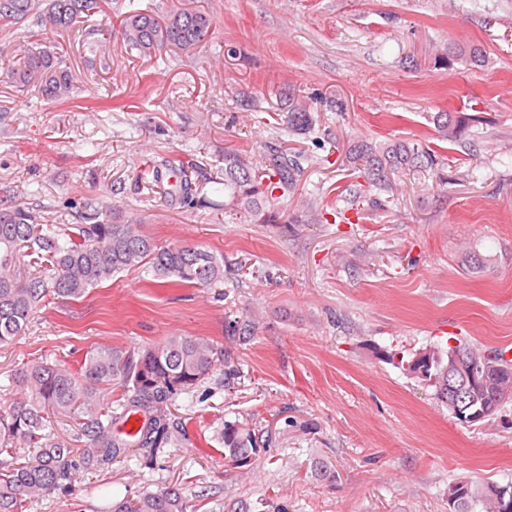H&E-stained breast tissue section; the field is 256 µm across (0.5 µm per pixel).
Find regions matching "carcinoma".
<instances>
[{
  "label": "carcinoma",
  "mask_w": 512,
  "mask_h": 512,
  "mask_svg": "<svg viewBox=\"0 0 512 512\" xmlns=\"http://www.w3.org/2000/svg\"><path fill=\"white\" fill-rule=\"evenodd\" d=\"M47 7H42V4ZM122 20L123 38L129 49L150 57L169 46L189 48L207 42L211 20L201 12L176 11L158 19L146 9L129 3ZM112 9V0H0V31L38 12L45 23L70 31L96 14ZM5 75L22 91H34L50 103L72 97L73 77L62 56L31 34L15 50ZM437 126L443 138H459L464 127L449 112H439ZM314 115L304 108L288 113V131L305 136L315 129ZM354 159L375 184L390 181L389 175L405 169L431 167L435 156L410 142L362 140ZM296 161L286 152L269 158L268 183L258 181L240 161L224 155V193L252 203L261 196L273 197L296 188ZM85 224L53 228L16 206L0 209V347L11 344L28 327L48 292L79 299L88 290L112 280L116 274L143 267L157 279L173 278L181 285L210 286L224 281L226 262L199 246L162 247L138 224H112L102 211L84 205ZM57 271L47 283L40 275L46 268ZM449 345L431 348L440 358L423 377L434 387L435 397L448 405V365L442 355ZM456 349L472 361L489 362L487 371L498 380L512 381V361L497 348L466 344ZM232 362L229 349H220L203 336H173L142 351L131 352L110 345L88 350L75 369L48 360H34L15 374L21 395L0 409V512H28L30 503L66 487L87 467H105L131 448L154 460L176 444L183 430L171 419L173 398L187 392ZM117 387L120 397L103 403V393ZM474 408L490 417L505 400L476 391L470 395ZM84 414L77 436L80 448H68L53 429L49 414ZM131 413L143 417L135 442L114 433ZM224 459L236 468L251 466L262 452L259 437L248 425L225 422L218 433ZM499 483L489 479L461 480L448 485V497H456L451 512H497ZM107 512H193L188 497L176 485L147 490L136 498L112 500Z\"/></svg>",
  "instance_id": "1"
}]
</instances>
